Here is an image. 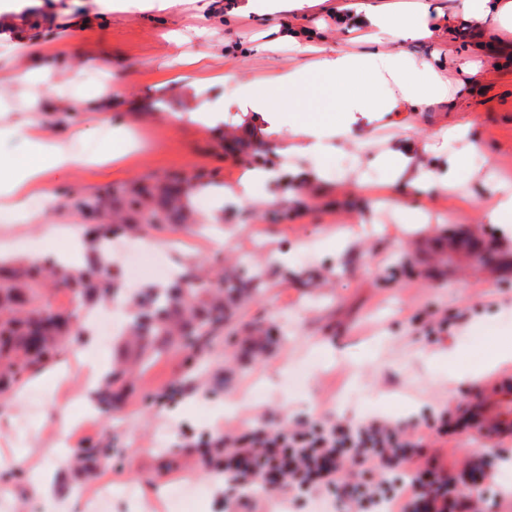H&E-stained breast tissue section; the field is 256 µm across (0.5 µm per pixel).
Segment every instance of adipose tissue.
I'll list each match as a JSON object with an SVG mask.
<instances>
[{"instance_id": "obj_1", "label": "adipose tissue", "mask_w": 512, "mask_h": 512, "mask_svg": "<svg viewBox=\"0 0 512 512\" xmlns=\"http://www.w3.org/2000/svg\"><path fill=\"white\" fill-rule=\"evenodd\" d=\"M322 0H237L227 23L254 15H276L280 21L268 31L273 40L291 44L299 54L310 51L315 36L312 29L288 20V12L303 14L318 7ZM461 12L477 37L471 45L470 59L415 58L402 51V44L424 42L435 37L447 24L444 12L416 8L401 14L388 0H337L331 13L337 23L355 24L362 40L378 44L375 52L349 53L324 45L316 62L300 63L258 83L236 89V100L247 112L270 113L278 126L287 128L297 151L319 158L334 145L349 141V119L354 114H380L394 119H411L436 103L449 99L450 72L470 73L471 59L512 48V0H460ZM16 56L25 68L0 64V87L21 80L46 77L65 65L64 57L54 55L44 45L23 37L13 43ZM318 96L328 109L343 113L344 122L332 125L319 118L299 114L307 95ZM29 117L20 125L0 122V143L21 139L29 146L26 154H0V224L33 222L37 213L31 207L41 194L46 171L72 164V156L59 144L44 138L37 118L40 100H32ZM464 124L450 126L447 135L430 139L402 150L376 155L373 166L381 169L388 183L411 189L435 187L461 195L466 191L464 177L457 171L439 174L434 167L417 163L416 154L444 157L448 145L466 138Z\"/></svg>"}]
</instances>
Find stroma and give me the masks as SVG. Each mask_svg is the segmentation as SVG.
Segmentation results:
<instances>
[{
    "mask_svg": "<svg viewBox=\"0 0 512 512\" xmlns=\"http://www.w3.org/2000/svg\"><path fill=\"white\" fill-rule=\"evenodd\" d=\"M230 7L229 0H181L162 13L156 0H13L12 11L0 14L4 61L16 35L59 41L73 34L71 22H81L68 61L76 79L55 73L40 85L42 98H89L112 80L122 86L112 111L44 113L46 138L66 146L77 162L47 171L39 223L0 226V259L81 244L85 204L104 191L199 175L212 186L208 207L190 198L188 223L147 227L142 241L175 242L172 267L210 269L213 288L224 269L263 275L260 291L207 343L154 356L130 379L120 407L82 430L72 428L81 410L70 399L85 379L76 361L86 338L68 337L63 346L61 362L72 367L66 381L53 368L26 374L0 400V454L19 464L0 488L7 512H87L88 498L103 488L112 493L108 512H137L153 488L165 495L152 512H172V493L195 488L200 496L186 512H225L223 478L198 455L177 449L182 434L374 415L409 429L431 401L447 409L454 433L444 443L427 434L429 451L447 452L459 470L472 456H486L503 488L512 487V437L486 441L468 415L474 392L497 374H512V363L486 366L494 348L512 344V236L475 207L500 185H512V52L478 58L477 84L417 114L411 125L358 118L353 145L317 159L289 151L285 135L259 143L264 119L235 106L239 84L291 68L296 56L288 45L266 46L268 17L225 27ZM202 13L212 18L204 31L194 21ZM303 22L346 51L375 49L323 11ZM471 40L457 17L436 40L408 51L466 56ZM179 55L186 62L177 68ZM173 67L179 80L159 85V74ZM211 74L217 80L208 97L226 107L216 122L188 110L191 79ZM461 121L480 148L466 160L471 202L398 184L384 187L378 204L362 192V185L381 180L368 164L374 153L420 144ZM267 165L322 177L293 198L276 180L256 186L248 203L225 201L223 187ZM432 310L447 316L448 332L426 339L415 333L413 318ZM174 384L183 395L155 403ZM35 389L44 398L32 416L27 397ZM115 442L121 455L89 460L87 471L57 462L69 444L102 449ZM33 463L50 477L45 492L27 482Z\"/></svg>",
    "mask_w": 512,
    "mask_h": 512,
    "instance_id": "obj_1",
    "label": "stroma"
}]
</instances>
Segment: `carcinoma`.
<instances>
[{
  "instance_id": "1",
  "label": "carcinoma",
  "mask_w": 512,
  "mask_h": 512,
  "mask_svg": "<svg viewBox=\"0 0 512 512\" xmlns=\"http://www.w3.org/2000/svg\"><path fill=\"white\" fill-rule=\"evenodd\" d=\"M198 187L186 179L169 185H145L107 192L90 204L94 210L112 211L115 221L99 224L80 266L54 261L20 260L0 273V398L28 371L52 365L65 336L84 330L77 312H50L39 303L38 287L48 281L71 290L79 303L119 302L130 316L115 343L112 370L96 393L100 411L112 410L110 388L127 368L149 362L164 348H192L234 315L238 302L260 291L261 279H243L234 273L221 276L222 288L212 289L198 271L191 269L165 284L143 288L133 299L122 292V276L112 243L126 230L144 224H169L185 213L184 201Z\"/></svg>"
}]
</instances>
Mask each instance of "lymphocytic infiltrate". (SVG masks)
<instances>
[{
    "label": "lymphocytic infiltrate",
    "instance_id": "f902f5d3",
    "mask_svg": "<svg viewBox=\"0 0 512 512\" xmlns=\"http://www.w3.org/2000/svg\"><path fill=\"white\" fill-rule=\"evenodd\" d=\"M423 426L409 435L381 418L300 422L212 436L206 445L217 471L231 478L239 512H253L259 489L293 495L304 508L332 500L337 512H363L367 505L377 512H489L496 507V499L474 484L479 476L496 477L485 457L456 472L441 456L425 451L424 431L447 436V411L433 414Z\"/></svg>",
    "mask_w": 512,
    "mask_h": 512
}]
</instances>
